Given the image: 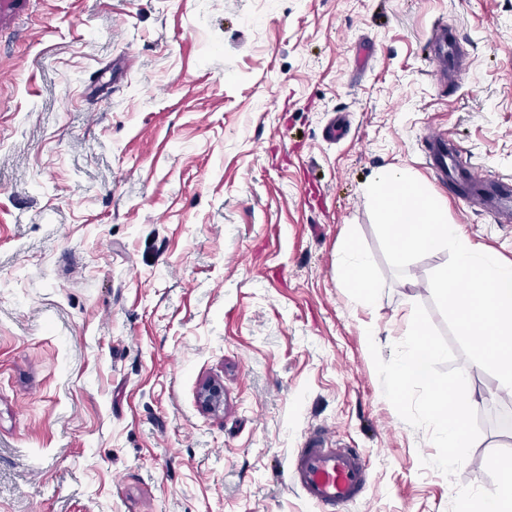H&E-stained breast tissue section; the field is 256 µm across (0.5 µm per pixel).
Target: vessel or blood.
Masks as SVG:
<instances>
[{
  "label": "vessel or blood",
  "mask_w": 512,
  "mask_h": 512,
  "mask_svg": "<svg viewBox=\"0 0 512 512\" xmlns=\"http://www.w3.org/2000/svg\"><path fill=\"white\" fill-rule=\"evenodd\" d=\"M432 60L440 79L462 71L460 45L447 29L435 31L431 43ZM430 159L440 177L451 178L448 145L437 136L427 138ZM369 477L368 461L356 448L330 447L327 438H308L298 449L290 473L291 481L318 507L346 512L363 494Z\"/></svg>",
  "instance_id": "b4317fda"
}]
</instances>
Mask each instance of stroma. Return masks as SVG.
I'll use <instances>...</instances> for the list:
<instances>
[{"label": "stroma", "instance_id": "1", "mask_svg": "<svg viewBox=\"0 0 512 512\" xmlns=\"http://www.w3.org/2000/svg\"><path fill=\"white\" fill-rule=\"evenodd\" d=\"M440 25L466 53L444 85ZM433 132L512 188V0H0V512H319L289 479L314 431L369 460L349 512H478L512 394L433 304L447 252L397 276L365 193L402 167L512 261ZM411 320L484 398L451 470L427 387L387 391ZM427 144L430 150V160L437 174L443 179L447 178L454 182L451 173L453 164H448V144L433 134L427 137ZM339 265L344 273L345 285L355 288L363 300L369 299L376 288L369 256L353 235L349 234L339 251Z\"/></svg>", "mask_w": 512, "mask_h": 512}]
</instances>
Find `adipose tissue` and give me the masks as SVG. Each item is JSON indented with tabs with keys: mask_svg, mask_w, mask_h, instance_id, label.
<instances>
[{
	"mask_svg": "<svg viewBox=\"0 0 512 512\" xmlns=\"http://www.w3.org/2000/svg\"><path fill=\"white\" fill-rule=\"evenodd\" d=\"M339 265L346 286L357 290L362 299H369L376 288L371 263L354 236L344 239L339 251ZM421 334V328L409 329L407 355L389 365L390 391H398L410 383L433 382V362L440 350L422 341ZM478 404L477 397L461 399L445 389L430 393L428 408L432 415L434 434L448 449V455L442 461L443 467L451 469L466 461L469 448L468 424Z\"/></svg>",
	"mask_w": 512,
	"mask_h": 512,
	"instance_id": "1",
	"label": "adipose tissue"
}]
</instances>
